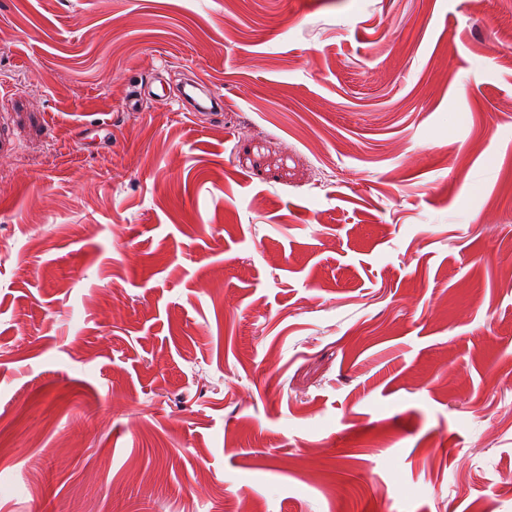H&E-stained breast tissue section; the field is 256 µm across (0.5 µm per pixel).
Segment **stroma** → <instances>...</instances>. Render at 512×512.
I'll return each instance as SVG.
<instances>
[{"label": "stroma", "mask_w": 512, "mask_h": 512, "mask_svg": "<svg viewBox=\"0 0 512 512\" xmlns=\"http://www.w3.org/2000/svg\"><path fill=\"white\" fill-rule=\"evenodd\" d=\"M487 501L512 0H0V512Z\"/></svg>", "instance_id": "1"}]
</instances>
